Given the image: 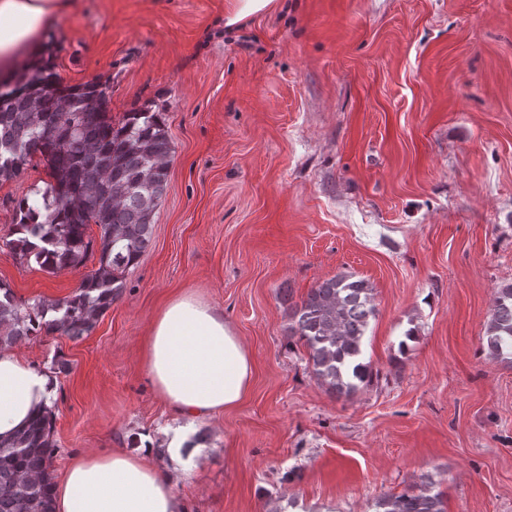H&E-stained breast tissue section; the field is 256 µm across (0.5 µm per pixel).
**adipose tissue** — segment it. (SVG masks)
I'll use <instances>...</instances> for the list:
<instances>
[{"mask_svg":"<svg viewBox=\"0 0 512 512\" xmlns=\"http://www.w3.org/2000/svg\"><path fill=\"white\" fill-rule=\"evenodd\" d=\"M71 0H0V77L39 59L44 23ZM158 393L177 414L196 419L235 407L253 374L251 355L224 316L191 295L172 300L150 327L145 351ZM56 393L51 375L19 355L0 353V439L11 437ZM155 441L137 453L92 454L54 484L55 512H187L172 479L152 464Z\"/></svg>","mask_w":512,"mask_h":512,"instance_id":"adipose-tissue-1","label":"adipose tissue"}]
</instances>
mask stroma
Returning <instances> with one entry per match:
<instances>
[{"label": "stroma", "instance_id": "1", "mask_svg": "<svg viewBox=\"0 0 512 512\" xmlns=\"http://www.w3.org/2000/svg\"><path fill=\"white\" fill-rule=\"evenodd\" d=\"M231 6L74 0L47 20L64 84L105 83L116 122L160 113L172 144L122 296L88 335L15 346L57 382L53 477L188 425L206 436L173 481L188 512H372L427 481L447 512H512V365L482 351L512 284V0H277L228 27ZM49 180L37 156L0 181V282L25 303L98 267L51 274L11 252L18 200ZM341 273L376 306V375L348 397L288 336L289 301ZM185 294L254 362L245 398L191 425L144 363L152 321Z\"/></svg>", "mask_w": 512, "mask_h": 512}]
</instances>
